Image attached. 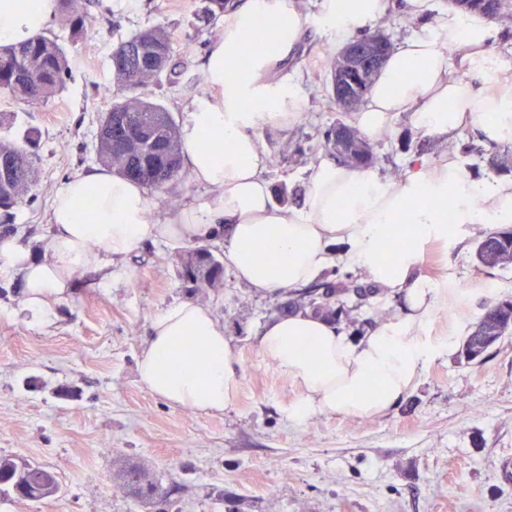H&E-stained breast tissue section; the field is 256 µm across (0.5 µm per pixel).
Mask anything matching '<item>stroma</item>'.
Wrapping results in <instances>:
<instances>
[{"instance_id": "1", "label": "stroma", "mask_w": 512, "mask_h": 512, "mask_svg": "<svg viewBox=\"0 0 512 512\" xmlns=\"http://www.w3.org/2000/svg\"><path fill=\"white\" fill-rule=\"evenodd\" d=\"M101 3L84 35L70 42V76L47 105L0 93V111L12 115L0 137L39 132V179L12 218L18 244L36 257L50 245L56 195L98 166V120L115 85L113 46L150 25L173 33L179 82L161 80L148 93L179 118L184 102L200 93L203 57L221 33L204 21V0ZM301 7L310 24L284 73L305 107L294 125L257 132L261 175L291 205L301 203L312 165L332 157L322 132L351 118L328 101L331 41L315 0ZM426 141L394 119L372 143L376 169L388 175L405 167ZM484 230L462 224L448 240L425 243L419 268L435 285L437 303L420 338L431 356L397 404L361 417L293 415L301 390L257 347L281 295L249 288L228 267L215 285L185 282L180 272L192 245L139 247L120 283L85 274L41 327L16 313L18 272L0 271V456L49 467L61 485L40 502L2 497L0 512H225L229 500L237 512H512V335L482 362L460 357L484 307L512 297V267L487 269L475 260ZM180 302L210 308L224 325L239 363L237 397L224 413L171 405L137 380L153 319ZM132 465L179 493L164 503L133 500L121 478Z\"/></svg>"}]
</instances>
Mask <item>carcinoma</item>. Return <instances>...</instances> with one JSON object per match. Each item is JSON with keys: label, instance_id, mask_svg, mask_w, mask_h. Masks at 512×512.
Listing matches in <instances>:
<instances>
[{"label": "carcinoma", "instance_id": "obj_1", "mask_svg": "<svg viewBox=\"0 0 512 512\" xmlns=\"http://www.w3.org/2000/svg\"><path fill=\"white\" fill-rule=\"evenodd\" d=\"M229 0H205L207 22L215 23L224 16ZM466 10L490 18L512 21V0H454ZM96 0H59L61 21L71 38L79 39L90 21L89 7ZM173 43L163 26H147L119 42L112 50V71L116 79L112 100L100 119L103 133L95 144L98 161L112 174L137 182L149 189H161L175 180L181 167L183 145L179 123L167 105L148 98L144 89L159 81L158 70L148 61L171 62ZM241 53L252 58L270 53L263 27L254 28L242 46ZM69 74L68 49L58 39L38 34L20 45H0V92L20 98L30 105H45L63 87ZM35 140L27 130L23 140L0 139V165L9 174L0 176V211L3 222L10 225L11 210L22 202L36 182L34 154L26 145ZM340 143L342 161L356 168L373 164L370 142L355 127L324 131V145ZM475 259L481 266L506 268L512 264V229L492 230L482 235L475 247ZM223 274V266L206 248L192 253L184 264L182 278L196 286L215 285ZM375 291L362 288L350 278L335 282L315 283L288 292V299L277 307L281 314L312 312L337 324L355 322L354 312ZM512 334V300H501L484 308L476 328L463 343L461 356L466 363L481 361L486 352L502 338ZM0 480L20 481L32 501L53 496L58 483L50 469L14 457L0 456ZM124 487L133 499L144 501L161 495L157 482L141 468L132 467L123 474Z\"/></svg>", "mask_w": 512, "mask_h": 512}]
</instances>
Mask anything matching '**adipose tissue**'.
Returning a JSON list of instances; mask_svg holds the SVG:
<instances>
[{"instance_id": "1", "label": "adipose tissue", "mask_w": 512, "mask_h": 512, "mask_svg": "<svg viewBox=\"0 0 512 512\" xmlns=\"http://www.w3.org/2000/svg\"><path fill=\"white\" fill-rule=\"evenodd\" d=\"M317 4L337 45L388 10V0ZM402 12L411 32L389 55L352 124L377 140L401 116L444 145L468 123L487 144H512V67L497 61L495 24L434 0H404ZM57 13V0H0V43L27 41L46 31ZM258 19L278 51L245 65L240 48ZM308 24L296 0H245L225 13L204 68L210 93L184 103L181 126L186 178L207 189L208 202L190 199L159 212L142 186L107 169L72 179L55 199L52 241L42 257L15 240L0 241V259L22 278L19 314L45 324L52 301L69 294L88 271L107 282L125 280L124 259L141 244L219 235L234 275L257 290L302 288L344 264L365 269L373 283L404 302L396 318L361 336L309 313L264 325L261 356L304 392L296 416L382 413L407 393L426 357L417 332L436 304L433 286L418 272L422 246L447 237L452 222L512 224V175L478 179L445 155L410 164L396 180L323 160L313 166L300 205L276 203L259 175L257 132L290 125L304 108L280 70ZM207 137L227 143V150L205 148ZM440 200L451 202L452 221L441 219ZM237 372L223 325L211 310L189 302L155 317L137 363L138 380L152 394L206 413L232 404Z\"/></svg>"}]
</instances>
